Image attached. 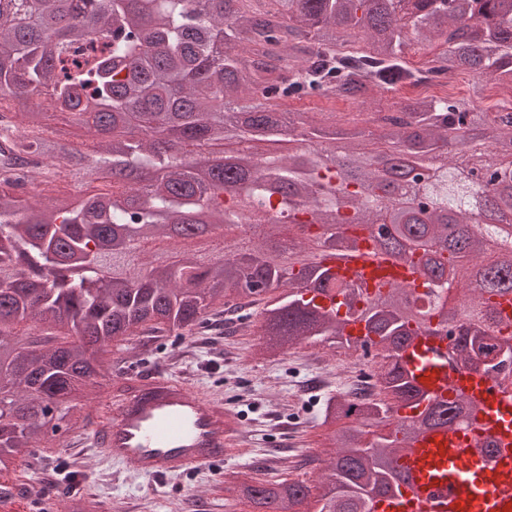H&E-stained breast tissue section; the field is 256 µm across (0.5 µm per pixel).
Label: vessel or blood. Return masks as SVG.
<instances>
[{
    "label": "vessel or blood",
    "mask_w": 512,
    "mask_h": 512,
    "mask_svg": "<svg viewBox=\"0 0 512 512\" xmlns=\"http://www.w3.org/2000/svg\"><path fill=\"white\" fill-rule=\"evenodd\" d=\"M324 265L340 280L371 288L421 283L416 267L374 259L364 249L347 258L326 256ZM448 345L442 334L418 336L401 354L403 369L427 397L461 393L476 411L464 422L417 434L397 459L404 483L377 499L374 512H512V391L449 360ZM487 439L496 445L491 459L479 450ZM84 440L142 475L156 476L223 459L238 441V427L223 402L157 370L146 378H118L96 403Z\"/></svg>",
    "instance_id": "obj_1"
}]
</instances>
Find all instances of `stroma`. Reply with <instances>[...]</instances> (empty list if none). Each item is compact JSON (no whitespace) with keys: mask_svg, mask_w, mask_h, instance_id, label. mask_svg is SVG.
Segmentation results:
<instances>
[{"mask_svg":"<svg viewBox=\"0 0 512 512\" xmlns=\"http://www.w3.org/2000/svg\"><path fill=\"white\" fill-rule=\"evenodd\" d=\"M430 94L424 87L404 86L376 95L371 106L313 98L291 99L283 108L312 111L321 124L355 121L364 127L372 112H392L405 100ZM258 325L256 311L245 309L222 328L207 327L193 336H134L113 344L107 353L113 369H161L223 399L239 421L241 440L222 461L151 480L132 465L75 447L86 425L67 419L57 431H45L34 459L0 477L13 492L12 499L0 503V512H22L30 504L64 495L74 502L70 512H82L80 501L88 496L98 503L95 512H252L230 490L225 475L316 484L328 459L326 403L358 392L354 373L374 377V355L357 346L337 351L305 341L261 358L255 353Z\"/></svg>","mask_w":512,"mask_h":512,"instance_id":"obj_1","label":"stroma"}]
</instances>
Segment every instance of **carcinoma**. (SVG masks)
<instances>
[{"label": "carcinoma", "mask_w": 512, "mask_h": 512, "mask_svg": "<svg viewBox=\"0 0 512 512\" xmlns=\"http://www.w3.org/2000/svg\"><path fill=\"white\" fill-rule=\"evenodd\" d=\"M93 24L66 21L64 0H0V101L33 95L47 109L0 120V345L27 320L36 333L0 352V473L34 454L44 430L58 428L109 377L99 356L137 332L190 336L223 312L263 305L260 352L303 341L375 348L376 383L365 394L330 398L334 456L318 485L299 479L228 477L258 512L306 501L315 512H371L401 481L396 456L420 429L466 420L461 398L414 417L423 394L407 380L401 351L426 332L455 337L458 359L476 347L512 341V250L488 253L470 231L472 186L454 168L424 175L470 142V162L502 191L487 201L512 211V111H482L471 99L407 101L365 128L316 124L279 100L326 97L367 103L421 81L404 59L414 39L442 38L433 69L466 70L481 83L512 84V0H83ZM360 29L369 49L341 39ZM65 114L96 140L85 151L60 138L28 140L47 110ZM51 174L66 157L72 182L107 188L44 206L23 202L16 182L30 150ZM408 188L390 223L379 217L387 189ZM201 214L224 228V256L149 261L138 240L170 235ZM372 254L411 261L423 291L396 283L375 291L331 278L322 260ZM279 292L270 299L267 294ZM343 297L346 316L304 299ZM365 325L360 340L345 336ZM386 438L364 469L362 440Z\"/></svg>", "instance_id": "cac0c4a2"}]
</instances>
